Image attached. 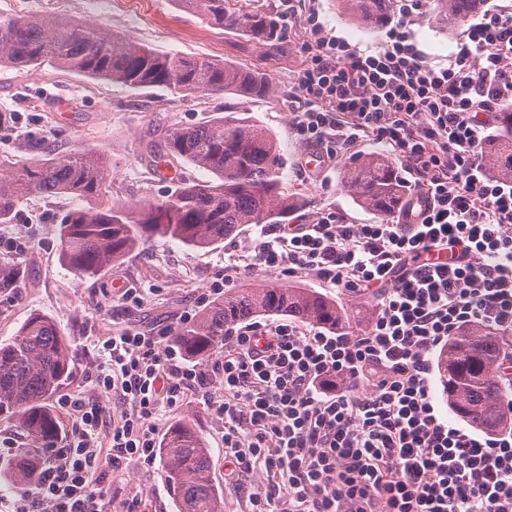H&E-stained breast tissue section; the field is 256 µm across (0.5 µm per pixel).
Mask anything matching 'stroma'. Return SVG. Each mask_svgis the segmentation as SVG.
Listing matches in <instances>:
<instances>
[{
	"mask_svg": "<svg viewBox=\"0 0 512 512\" xmlns=\"http://www.w3.org/2000/svg\"><path fill=\"white\" fill-rule=\"evenodd\" d=\"M241 15L261 14L276 20L279 50H267L243 35L206 24L185 12L177 0H136L120 11L111 0H61L54 14L119 33L155 49L189 58L229 61L268 73L275 88L270 98L233 94L183 93L164 88L132 90L105 80L90 79L61 68H0V112L10 113L14 127L0 136V160L22 163L27 135L54 140L59 150L90 149L110 164L111 196L116 201H160L178 187L172 174L205 181L209 172L184 164L153 171L145 152L162 129L191 126L218 116L250 118L266 126L278 140L281 178L285 187L302 193L304 207L297 224H310L324 210L336 211L351 224H378L381 216L357 207L340 188V174L368 153L392 156L386 144L366 136L351 148L309 169L305 155L313 146L292 124L296 78L305 64L302 37L309 13H316L333 35L361 49H377L388 32L384 26H362L342 13L336 0H299L294 18L283 19L281 0H230ZM436 0H413L414 40L428 62L448 65L457 31L436 24L431 16ZM79 200L68 196L23 201L13 223L0 224V238L22 237L28 249L20 255L0 253V269L14 274V287L0 291V343L12 339L34 314L49 316L68 337L76 370L63 394L96 393L94 366L103 341L125 329L177 328L186 314H197L204 300L213 299L212 285L224 275V263L243 254L256 237V226L242 227L224 243L191 249L169 238H153L127 255L120 267L97 277H76L60 260V220ZM140 289L141 305L126 299L128 289ZM220 380L208 394L188 391L182 405L162 411L160 431L181 419L191 420L204 436L213 459L214 483L224 492V512H249L252 492L266 488L265 471L231 472L224 459V422L209 404L221 396ZM104 512H178L161 463L127 462L121 470L103 468Z\"/></svg>",
	"mask_w": 512,
	"mask_h": 512,
	"instance_id": "stroma-1",
	"label": "stroma"
}]
</instances>
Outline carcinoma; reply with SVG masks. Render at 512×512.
Listing matches in <instances>:
<instances>
[{"label": "carcinoma", "mask_w": 512, "mask_h": 512, "mask_svg": "<svg viewBox=\"0 0 512 512\" xmlns=\"http://www.w3.org/2000/svg\"><path fill=\"white\" fill-rule=\"evenodd\" d=\"M207 23L240 31L268 46L277 24L264 15L240 17L229 0H176ZM349 15L384 25L395 0H339ZM483 0H437L435 20L462 26ZM56 66L134 90L165 86L187 95L227 93L268 97L267 74L231 62L196 60L160 53L100 27L55 18L0 15V67ZM32 158L20 166L0 162V224H10L29 196L69 195L87 205L61 219L60 258L80 278H93L151 237L171 238L190 248H210L240 227L286 224L304 205L280 176L278 142L265 126L246 118L219 116L207 123L173 127L145 146L152 166L181 160L211 174L206 182L180 179L175 192L157 203L114 202L106 158L90 149L62 154L44 137L28 140ZM486 161L512 181V138L486 151ZM340 187L359 207L385 217L413 204L395 163L365 154L342 173ZM259 315H285L329 332L370 326L369 308L349 307L307 288L269 280L211 300L193 321L177 328L173 342L190 360L212 357L237 325ZM501 339L481 325L448 338L439 372L449 408L470 426L512 429V384L503 386ZM74 354L56 323L32 316L18 334L0 343V416L17 420L31 443L47 447L58 420L45 405L74 374ZM157 454L163 462L179 512H222L223 497L212 479V455L192 424L183 420L166 432ZM34 449L11 465L16 481L33 480Z\"/></svg>", "instance_id": "1"}]
</instances>
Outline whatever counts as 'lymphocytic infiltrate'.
<instances>
[{"instance_id":"f902f5d3","label":"lymphocytic infiltrate","mask_w":512,"mask_h":512,"mask_svg":"<svg viewBox=\"0 0 512 512\" xmlns=\"http://www.w3.org/2000/svg\"><path fill=\"white\" fill-rule=\"evenodd\" d=\"M376 50L330 35L309 14L297 76L294 129L327 155L372 135L416 175L418 207L379 224L326 210L310 224H264L244 266L312 274L334 288L375 290L359 335L248 324L226 336L210 369L168 344L167 328L125 330L102 343L98 395L69 397L67 445L48 449L34 491L16 512H103V466L153 464L158 416L220 375L225 456L234 471L278 475L251 494V512H512V431L444 420L433 355L477 323L512 335V182L488 168L495 134L478 120L512 104V10L494 5L430 65L413 42L406 0ZM369 390H362L365 379ZM123 404L107 423L103 397ZM111 452L103 454L102 440Z\"/></svg>"}]
</instances>
